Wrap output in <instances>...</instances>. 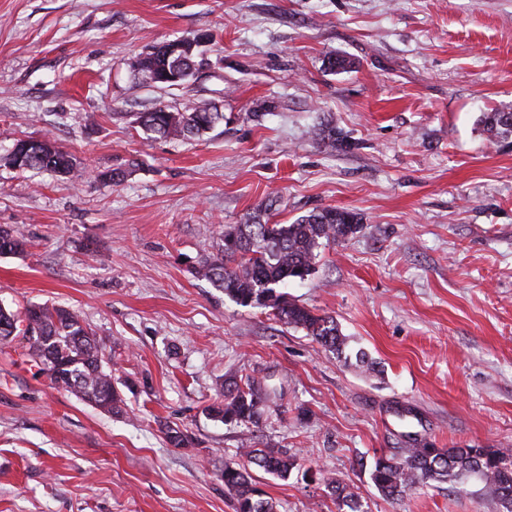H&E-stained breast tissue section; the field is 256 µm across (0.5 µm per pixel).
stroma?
Here are the masks:
<instances>
[{
    "mask_svg": "<svg viewBox=\"0 0 512 512\" xmlns=\"http://www.w3.org/2000/svg\"><path fill=\"white\" fill-rule=\"evenodd\" d=\"M201 34L187 87L135 69ZM336 54L350 68L328 69ZM189 103L223 123L172 141L134 122ZM502 105L512 0H0V226L27 242L0 255V305L77 310L121 398L52 389L24 337L0 343V512H234L221 471L249 446L296 462L255 474L276 512H336L326 475L364 512H500L475 478L389 500L369 472L413 446L512 454V137L477 124ZM24 138L84 176L13 169ZM132 158L121 183L95 179ZM325 207L363 227L286 291L369 370L197 274L222 225ZM240 376L277 389L259 426L207 413Z\"/></svg>",
    "mask_w": 512,
    "mask_h": 512,
    "instance_id": "1",
    "label": "stroma"
}]
</instances>
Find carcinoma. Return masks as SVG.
<instances>
[{"label":"carcinoma","mask_w":512,"mask_h":512,"mask_svg":"<svg viewBox=\"0 0 512 512\" xmlns=\"http://www.w3.org/2000/svg\"><path fill=\"white\" fill-rule=\"evenodd\" d=\"M195 57L165 59L158 51L144 53L140 64L157 77L154 86L182 87L189 82ZM224 120L217 107L191 103L178 109L160 106L136 115L135 123L161 139L200 138ZM483 130L496 137L512 135V107L496 108L479 118ZM17 170H46L78 179L70 152L53 145L46 149L32 142L21 160L11 159ZM360 229L358 214L344 208L326 207L297 218L291 224H267L249 216L241 224H226L219 232L221 253L206 259L197 274L224 291V295L244 307L269 308L288 327L302 329L325 349L368 364L358 350L346 352L348 341L336 321L288 300L280 292L289 280L302 279L314 270L318 251L347 240ZM26 240L14 230L0 226V251L19 254ZM22 335L29 352L50 385L94 405L103 390L112 388V374L103 366V347L81 315L72 309L47 304H31L19 315L0 306V340ZM224 402L210 408V414L226 423H259L266 400L276 394L273 387H261L250 379H229L222 386ZM296 463L281 448H247L238 462L224 463V487L233 496L234 512H275V505L252 474L259 469L288 478ZM477 478L492 491L503 507L512 512V456L492 448H405L401 456L379 458L370 471V480L386 499H397L429 481L459 483ZM336 501L337 512H363L357 497L346 484L326 480Z\"/></svg>","instance_id":"cac0c4a2"}]
</instances>
